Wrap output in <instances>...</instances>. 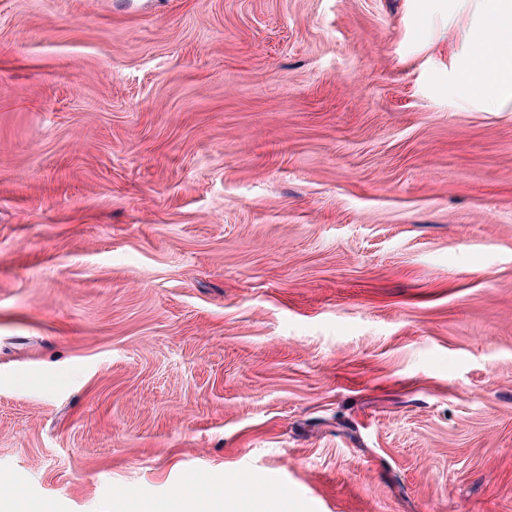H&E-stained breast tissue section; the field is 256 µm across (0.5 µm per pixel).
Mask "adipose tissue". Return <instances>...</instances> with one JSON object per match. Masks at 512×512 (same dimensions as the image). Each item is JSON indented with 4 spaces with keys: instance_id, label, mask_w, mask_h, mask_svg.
Masks as SVG:
<instances>
[{
    "instance_id": "obj_1",
    "label": "adipose tissue",
    "mask_w": 512,
    "mask_h": 512,
    "mask_svg": "<svg viewBox=\"0 0 512 512\" xmlns=\"http://www.w3.org/2000/svg\"><path fill=\"white\" fill-rule=\"evenodd\" d=\"M475 17L460 35L465 62L457 82L475 105H512V0H465Z\"/></svg>"
}]
</instances>
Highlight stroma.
I'll list each match as a JSON object with an SVG mask.
<instances>
[{"mask_svg":"<svg viewBox=\"0 0 512 512\" xmlns=\"http://www.w3.org/2000/svg\"><path fill=\"white\" fill-rule=\"evenodd\" d=\"M445 0H0V512H512V108Z\"/></svg>","mask_w":512,"mask_h":512,"instance_id":"35a3bbf8","label":"stroma"}]
</instances>
